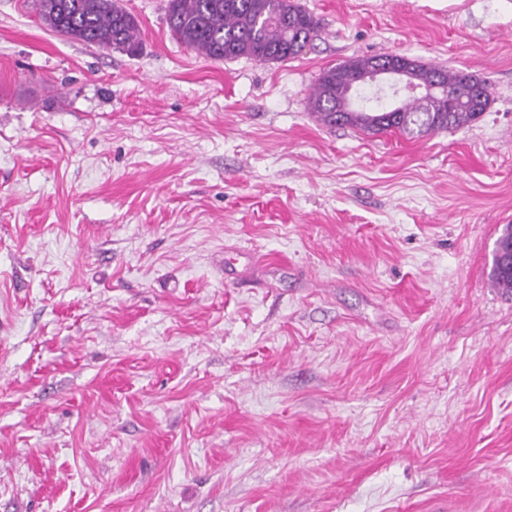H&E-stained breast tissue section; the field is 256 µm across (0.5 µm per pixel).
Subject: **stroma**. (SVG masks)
<instances>
[{
    "label": "stroma",
    "instance_id": "obj_1",
    "mask_svg": "<svg viewBox=\"0 0 512 512\" xmlns=\"http://www.w3.org/2000/svg\"><path fill=\"white\" fill-rule=\"evenodd\" d=\"M285 63L167 0L136 53L0 0V512H512V0H299ZM485 79L467 126L321 122L326 70ZM498 252L493 261L492 278L494 284L498 288H503L505 291L512 290V268H511V252H512V225H508L502 235L497 240ZM506 251L509 258V263L506 269H503L500 264V251Z\"/></svg>",
    "mask_w": 512,
    "mask_h": 512
}]
</instances>
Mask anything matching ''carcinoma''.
<instances>
[{"mask_svg":"<svg viewBox=\"0 0 512 512\" xmlns=\"http://www.w3.org/2000/svg\"><path fill=\"white\" fill-rule=\"evenodd\" d=\"M43 22L54 32L87 44L138 50L141 31L121 0H37ZM171 34L215 61L250 57L262 62H286L309 44L319 22L297 0H168ZM372 64L354 58L322 74L310 97L311 109L330 126H349L368 133L391 129L424 136L463 127L480 117L489 103L486 80L459 70L426 67L412 61L417 84H436V95L405 93L393 112H368L350 107L348 92ZM494 284L512 290V268L493 261Z\"/></svg>","mask_w":512,"mask_h":512,"instance_id":"1","label":"carcinoma"}]
</instances>
